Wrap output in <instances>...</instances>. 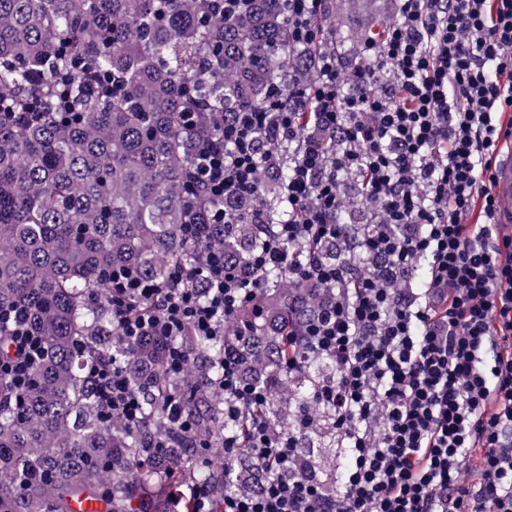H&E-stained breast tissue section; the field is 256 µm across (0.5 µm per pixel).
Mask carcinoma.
Returning <instances> with one entry per match:
<instances>
[{
  "mask_svg": "<svg viewBox=\"0 0 512 512\" xmlns=\"http://www.w3.org/2000/svg\"><path fill=\"white\" fill-rule=\"evenodd\" d=\"M306 51L289 38L284 0H245L228 16L213 0H0V310L21 307L45 354L23 390L0 379V512H70L92 498L151 502L148 469L169 490L207 482L224 512V338L177 336L189 368L165 372L166 341L126 346L112 324L105 271L127 266L163 281L176 266L202 268L205 253L241 260L292 206L261 183L248 197L212 198L191 176L199 145L224 144L234 113L266 108L308 81ZM198 113L195 129L181 122ZM288 178L291 149L273 144ZM220 208L240 224L212 220ZM290 266L266 272L263 314L227 323L245 376L267 388L257 417L280 431L300 422L333 371L324 358L288 374V332L306 309ZM117 358L132 385H150L144 425L98 412L87 378L95 359ZM183 396L193 430L168 419ZM336 436L329 407L304 438ZM172 454L152 457V439Z\"/></svg>",
  "mask_w": 512,
  "mask_h": 512,
  "instance_id": "carcinoma-1",
  "label": "carcinoma"
}]
</instances>
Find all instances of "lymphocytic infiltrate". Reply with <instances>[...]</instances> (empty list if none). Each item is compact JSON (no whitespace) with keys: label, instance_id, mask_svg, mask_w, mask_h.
Wrapping results in <instances>:
<instances>
[{"label":"lymphocytic infiltrate","instance_id":"lymphocytic-infiltrate-1","mask_svg":"<svg viewBox=\"0 0 512 512\" xmlns=\"http://www.w3.org/2000/svg\"><path fill=\"white\" fill-rule=\"evenodd\" d=\"M327 13L326 0H288L293 43L316 60L307 87L235 113L226 146L193 170L213 196L244 197L278 165L263 136L288 142L295 219L244 269L209 253L201 290L179 267L163 284L113 268L117 332L128 344L223 335L225 320L262 299L263 272L285 264L282 243L307 246L290 277L320 302L288 370L319 357L335 366L315 399L345 449L340 487L306 472L300 434L262 421L233 433L266 391L228 351L224 457H249L265 479L257 493L226 495L224 512H512V231L495 224L491 192L492 156L512 140V0H396L350 67L320 39ZM324 241L336 262L318 251ZM137 302L156 303L155 314H131ZM6 317L14 353L0 357V377L23 388L44 345L21 309ZM88 377L105 418L142 425L143 392L121 363H90Z\"/></svg>","mask_w":512,"mask_h":512}]
</instances>
